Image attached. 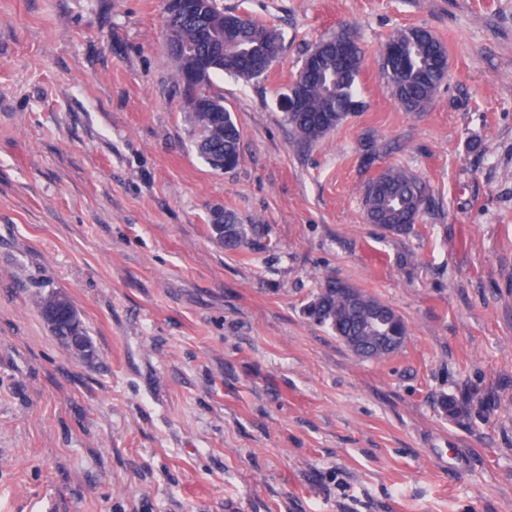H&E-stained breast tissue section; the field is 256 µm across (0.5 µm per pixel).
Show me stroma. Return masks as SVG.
<instances>
[{
	"instance_id": "stroma-1",
	"label": "stroma",
	"mask_w": 512,
	"mask_h": 512,
	"mask_svg": "<svg viewBox=\"0 0 512 512\" xmlns=\"http://www.w3.org/2000/svg\"><path fill=\"white\" fill-rule=\"evenodd\" d=\"M165 5L0 0V512H512V0H220L281 34L263 76L213 79L241 132L222 171ZM419 26L448 73L408 112L380 62ZM343 30L356 106L302 142L283 97ZM388 166L423 190L404 235L364 212ZM328 275L392 306L405 346L363 360L310 319ZM51 292L92 361L43 321ZM220 214V224H212L211 218L213 239L217 245L224 246V249L235 250L241 246L243 241H246L247 230L243 224L237 223L233 215L224 213V211H220ZM64 303L69 306L70 314L66 317H55V311L58 310L56 305ZM36 304L40 309L41 315L50 328L52 334L68 351V341L65 336H82L84 341V352L75 357L80 360H86L94 354V346L91 337L88 336L87 330L83 325L80 315L71 300L63 293L52 292L47 295L39 296ZM51 316L55 317V322L50 321Z\"/></svg>"
}]
</instances>
